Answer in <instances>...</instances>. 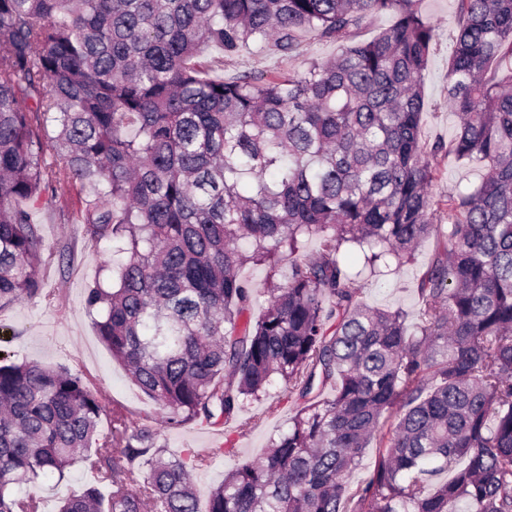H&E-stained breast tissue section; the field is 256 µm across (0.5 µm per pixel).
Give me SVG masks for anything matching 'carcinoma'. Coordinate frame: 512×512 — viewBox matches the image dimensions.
<instances>
[{
    "label": "carcinoma",
    "mask_w": 512,
    "mask_h": 512,
    "mask_svg": "<svg viewBox=\"0 0 512 512\" xmlns=\"http://www.w3.org/2000/svg\"><path fill=\"white\" fill-rule=\"evenodd\" d=\"M422 2L0 0V308L44 296L54 253L36 215L46 194L75 190L91 243H112L88 310L167 424L237 416L245 432L276 378L302 402L202 503L192 473L205 459L167 455L120 410L101 430L80 373L5 354L0 512H40L21 487L79 462L94 480L58 512H512V0H456L459 127L432 144ZM378 15L393 21L361 39ZM306 37L337 54L231 81L198 62L210 47L298 56ZM446 155L479 157L486 174L436 218ZM433 232L410 333L402 311L358 299L345 255L379 273ZM285 256L288 280L251 319L240 267ZM372 445L374 470L351 492ZM440 472L451 477L430 488Z\"/></svg>",
    "instance_id": "1"
}]
</instances>
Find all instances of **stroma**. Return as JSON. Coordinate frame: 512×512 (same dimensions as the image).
<instances>
[{
  "label": "stroma",
  "instance_id": "35a3bbf8",
  "mask_svg": "<svg viewBox=\"0 0 512 512\" xmlns=\"http://www.w3.org/2000/svg\"><path fill=\"white\" fill-rule=\"evenodd\" d=\"M423 7L434 25V51L425 73V91L436 103L435 111L426 113L422 137L427 141L450 140L459 119L448 106V56L452 45L449 32L456 25L455 0H423ZM304 55L290 58L270 46H251L233 61L210 48L202 56L210 69L230 80L238 74L259 71L268 75L301 66L306 60H325L336 53L335 44L314 39L303 43ZM439 174L430 193L434 209H442L449 192L478 185L486 166L480 159L463 163L445 157L437 161ZM76 194L65 193L46 197L37 216L46 250L63 251L64 258L54 263L44 278L46 297L22 299L0 309V350L12 360L34 362L44 366L65 365L84 373L96 392L104 410L122 405L136 424L157 433L158 445L169 453L180 454L192 449L209 465L193 473V482L200 496L220 483L225 473L263 455L270 439L286 433L299 403L289 398L284 383H275L267 396L249 406V413L259 418L247 433H239L236 419L220 425L197 422L177 428L165 422L159 405L143 394L130 380L124 366L113 359L100 339L85 299L93 286L103 262L111 260L112 247L103 242L91 245L78 214ZM437 246L436 237H429L417 249L412 262L391 268L379 276L361 277L356 286L360 299L371 306L401 310L408 323H415L419 308L417 281L426 271ZM92 477L84 464H76L63 482L48 480L36 487L43 501L41 512H54L59 498L82 494Z\"/></svg>",
  "mask_w": 512,
  "mask_h": 512
}]
</instances>
